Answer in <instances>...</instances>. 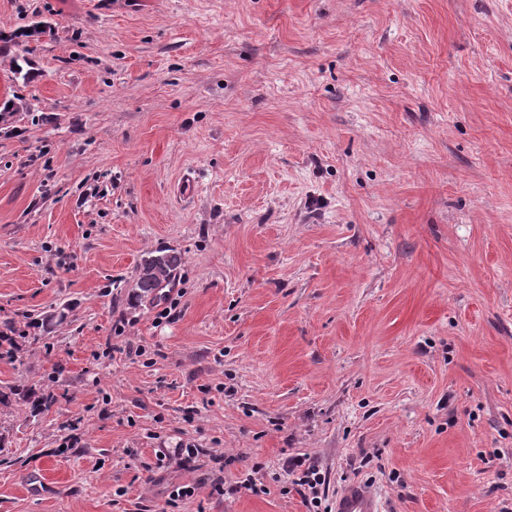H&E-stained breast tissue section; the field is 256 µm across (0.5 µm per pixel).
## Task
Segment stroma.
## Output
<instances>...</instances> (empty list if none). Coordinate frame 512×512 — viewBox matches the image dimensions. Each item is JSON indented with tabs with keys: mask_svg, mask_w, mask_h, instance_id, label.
Returning <instances> with one entry per match:
<instances>
[{
	"mask_svg": "<svg viewBox=\"0 0 512 512\" xmlns=\"http://www.w3.org/2000/svg\"><path fill=\"white\" fill-rule=\"evenodd\" d=\"M4 104L0 512H512V0H0ZM182 262L181 254L173 250L148 252L136 271L138 291L133 294L134 299L155 294L156 288L171 280ZM285 472L288 476H295L291 483L300 487L297 489L299 493H303L305 500L317 508V512L320 511L323 497L321 487L325 485L326 478L319 467L310 462L305 455H297L288 458ZM334 512H383L380 495L360 481L345 485L336 496Z\"/></svg>",
	"mask_w": 512,
	"mask_h": 512,
	"instance_id": "stroma-1",
	"label": "stroma"
}]
</instances>
